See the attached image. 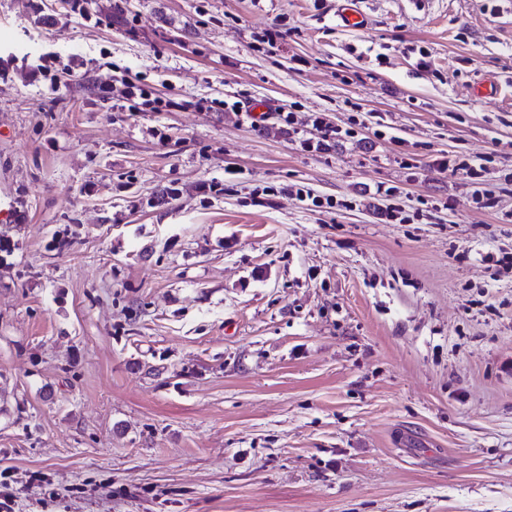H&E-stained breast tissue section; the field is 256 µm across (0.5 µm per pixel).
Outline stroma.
<instances>
[{
    "instance_id": "1",
    "label": "stroma",
    "mask_w": 512,
    "mask_h": 512,
    "mask_svg": "<svg viewBox=\"0 0 512 512\" xmlns=\"http://www.w3.org/2000/svg\"><path fill=\"white\" fill-rule=\"evenodd\" d=\"M360 7L0 0L9 512H512V8ZM336 19L341 25L350 28H360L366 23V16L357 0H341L336 8ZM312 125L318 131V136L304 137L302 135L298 137L301 148L308 152H325L330 147L331 142H336V139L343 136H350L348 131L343 132L341 129L327 124L321 116H315ZM439 167L444 171L448 170V172L450 173H456L459 170H465L467 178L471 182L477 184H482L483 181H485V178L487 177L486 175L489 174L487 168L481 163L477 165L467 164L463 166L457 164L456 161L451 157H448V159H442L439 162Z\"/></svg>"
}]
</instances>
